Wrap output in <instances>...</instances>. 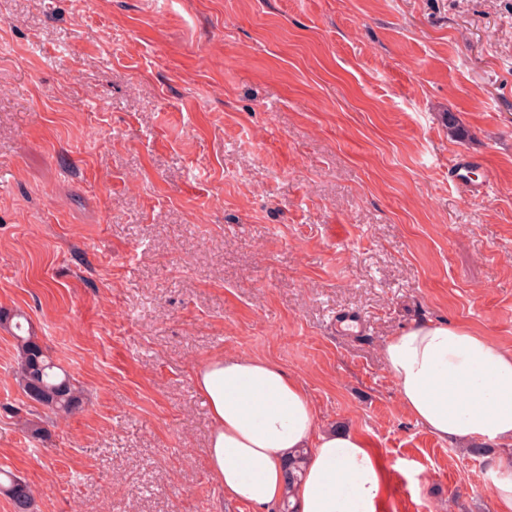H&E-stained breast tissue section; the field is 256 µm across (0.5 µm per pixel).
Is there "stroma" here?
Segmentation results:
<instances>
[{
    "mask_svg": "<svg viewBox=\"0 0 512 512\" xmlns=\"http://www.w3.org/2000/svg\"><path fill=\"white\" fill-rule=\"evenodd\" d=\"M2 310L83 387L31 441L0 329L32 512H254L207 466L193 372L220 354L366 436L383 512H499L506 448L414 422L382 349L425 319L512 349V0H0ZM453 167H455L456 172L454 175L456 183L465 190L470 198H480L484 196L487 186L486 181L476 182L471 179L467 180L465 179L467 175L461 173V171L469 172L470 161L468 159H457Z\"/></svg>",
    "mask_w": 512,
    "mask_h": 512,
    "instance_id": "stroma-1",
    "label": "stroma"
}]
</instances>
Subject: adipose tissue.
<instances>
[{"instance_id": "obj_1", "label": "adipose tissue", "mask_w": 512, "mask_h": 512, "mask_svg": "<svg viewBox=\"0 0 512 512\" xmlns=\"http://www.w3.org/2000/svg\"><path fill=\"white\" fill-rule=\"evenodd\" d=\"M384 360L407 413L439 439L512 447V350L451 321L423 320L386 340ZM213 428L208 467L225 500L270 512L288 459L307 449L298 512H381L388 475L365 436L319 424L308 392L261 356L217 355L193 373Z\"/></svg>"}]
</instances>
